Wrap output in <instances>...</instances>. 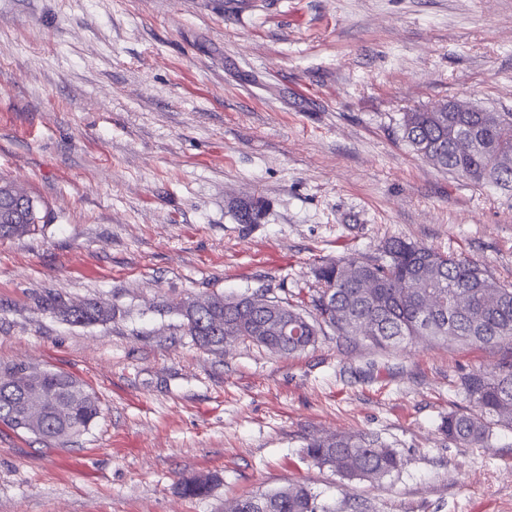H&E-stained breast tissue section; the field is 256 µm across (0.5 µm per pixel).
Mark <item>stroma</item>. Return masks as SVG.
Wrapping results in <instances>:
<instances>
[{"label":"stroma","mask_w":512,"mask_h":512,"mask_svg":"<svg viewBox=\"0 0 512 512\" xmlns=\"http://www.w3.org/2000/svg\"><path fill=\"white\" fill-rule=\"evenodd\" d=\"M448 100L512 112V0H0V176L39 218L0 240V364L70 373L102 408L64 445L0 425V512H227L294 482L335 512H512V429L441 431L474 409L460 376L512 344L215 354L180 311L315 287L388 238L512 282V191L402 139L404 113ZM91 300L112 319L59 314ZM357 432L402 469L350 483L304 456ZM215 482L217 477L213 475L189 476L181 480L179 489L187 497L202 498L210 493Z\"/></svg>","instance_id":"stroma-1"}]
</instances>
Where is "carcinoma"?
Returning a JSON list of instances; mask_svg holds the SVG:
<instances>
[{
	"label": "carcinoma",
	"mask_w": 512,
	"mask_h": 512,
	"mask_svg": "<svg viewBox=\"0 0 512 512\" xmlns=\"http://www.w3.org/2000/svg\"><path fill=\"white\" fill-rule=\"evenodd\" d=\"M404 141L434 166L460 175L476 185L494 184L512 190V112L470 107L466 112H405ZM0 179V218L16 214L11 224L0 222V240L20 239L38 230L35 210L18 209L3 192ZM319 287L291 298L271 297L268 310L254 306L248 295L211 293L207 307L185 315L187 332L201 348L224 350L215 338L213 317L233 324L242 342L267 346L274 337L256 334L260 317L288 313V323L302 329L305 341L277 349L292 355L313 345L330 329L338 339L362 336L379 348L398 347L408 341L455 340L481 345L512 342V285L489 275L483 265L468 258L444 254L424 245L390 239L382 256L368 260L342 257L314 270ZM72 323L104 322L112 309L88 302L64 311ZM460 388L473 400L469 413L449 412L442 423L448 440L467 446L483 445L490 425L512 429V365L491 371H473L460 377ZM42 392L51 405L68 402L67 419L49 415L37 437L47 443H64L87 431L101 414L99 398L76 377L61 371H44ZM22 396L0 386V424L27 431L21 419ZM313 464L343 479L379 481L401 469L397 452L366 434H336L315 439L305 448ZM217 477L195 475L179 483L191 498L207 496ZM237 512H332L319 495L303 483L254 494L236 501Z\"/></svg>",
	"instance_id": "cac0c4a2"
}]
</instances>
